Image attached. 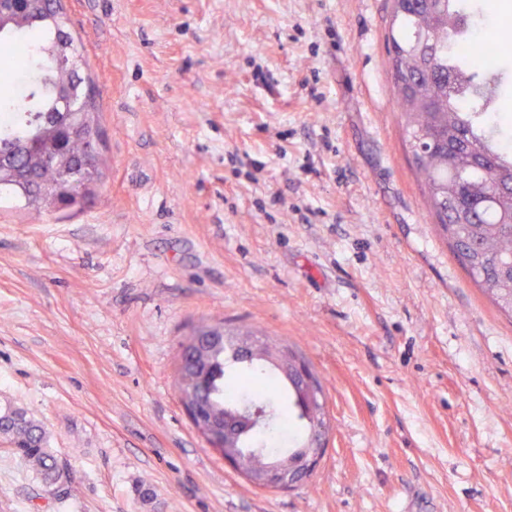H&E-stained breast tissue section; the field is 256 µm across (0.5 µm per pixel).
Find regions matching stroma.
Instances as JSON below:
<instances>
[{
	"label": "stroma",
	"mask_w": 512,
	"mask_h": 512,
	"mask_svg": "<svg viewBox=\"0 0 512 512\" xmlns=\"http://www.w3.org/2000/svg\"><path fill=\"white\" fill-rule=\"evenodd\" d=\"M64 6L105 78L104 177L78 207L0 198V406L69 478L45 489L0 437V512H512V319L424 205L390 0ZM217 322L323 384L294 488L253 486L180 404L179 345Z\"/></svg>",
	"instance_id": "stroma-1"
}]
</instances>
